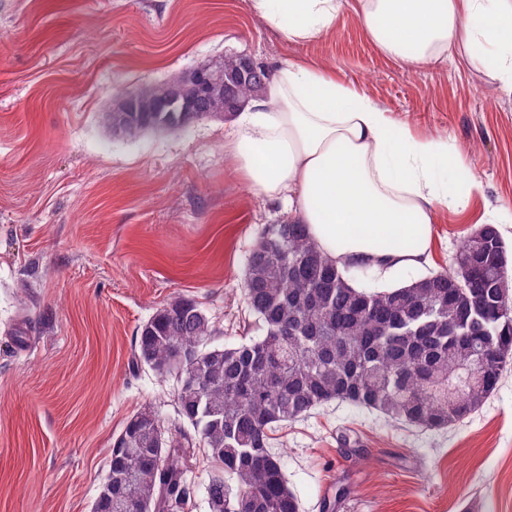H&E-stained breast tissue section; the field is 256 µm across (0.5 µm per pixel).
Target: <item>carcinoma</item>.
Here are the masks:
<instances>
[{"label": "carcinoma", "mask_w": 512, "mask_h": 512, "mask_svg": "<svg viewBox=\"0 0 512 512\" xmlns=\"http://www.w3.org/2000/svg\"><path fill=\"white\" fill-rule=\"evenodd\" d=\"M241 55L224 56V97L200 112H151L161 87L193 94L173 72L131 95L142 112L107 113L112 132L136 140L233 116L227 108L265 93L270 75L237 78ZM120 102L131 97L118 92ZM472 266L459 277L458 263ZM351 264L330 257L296 222L268 224L244 271L243 295L261 335L215 344L219 330L199 304L176 296L156 310L135 340L132 369L146 364L176 382L187 428L166 431L155 413L131 415L116 437L96 512H183L195 494L186 457L195 441L215 464L205 486L210 512H301L288 489L272 434L289 421L340 402L391 420L445 428L479 409L512 371V304L502 289L512 272L467 237L453 267L384 290L354 284ZM475 365L471 382L448 378Z\"/></svg>", "instance_id": "carcinoma-1"}]
</instances>
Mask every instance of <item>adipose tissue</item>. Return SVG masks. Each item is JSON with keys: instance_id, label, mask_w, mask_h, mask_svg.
I'll list each match as a JSON object with an SVG mask.
<instances>
[{"instance_id": "adipose-tissue-1", "label": "adipose tissue", "mask_w": 512, "mask_h": 512, "mask_svg": "<svg viewBox=\"0 0 512 512\" xmlns=\"http://www.w3.org/2000/svg\"><path fill=\"white\" fill-rule=\"evenodd\" d=\"M363 30L389 57L447 62L458 49L487 61L512 92V0H358ZM286 39H318L343 0H248ZM225 149L240 177L283 199L323 251L390 270L428 251L434 213L464 207L482 184L447 144L415 137L327 70L288 63L239 112Z\"/></svg>"}]
</instances>
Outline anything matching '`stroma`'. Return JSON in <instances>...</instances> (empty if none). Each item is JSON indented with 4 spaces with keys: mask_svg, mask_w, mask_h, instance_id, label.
I'll list each match as a JSON object with an SVG mask.
<instances>
[{
    "mask_svg": "<svg viewBox=\"0 0 512 512\" xmlns=\"http://www.w3.org/2000/svg\"><path fill=\"white\" fill-rule=\"evenodd\" d=\"M229 54L332 71L482 182L466 208L436 212L419 266L360 285L448 268L492 211L512 258V94L468 53L438 66L390 58L356 0L308 42L247 0H0V512H92L133 413L180 426L173 382L130 365L137 331L172 297L201 304L218 344L260 335L245 260L262 227L289 215L236 173L231 121L133 141L105 121L117 90ZM273 445L302 512H512V372L445 430L332 402Z\"/></svg>",
    "mask_w": 512,
    "mask_h": 512,
    "instance_id": "1",
    "label": "stroma"
}]
</instances>
